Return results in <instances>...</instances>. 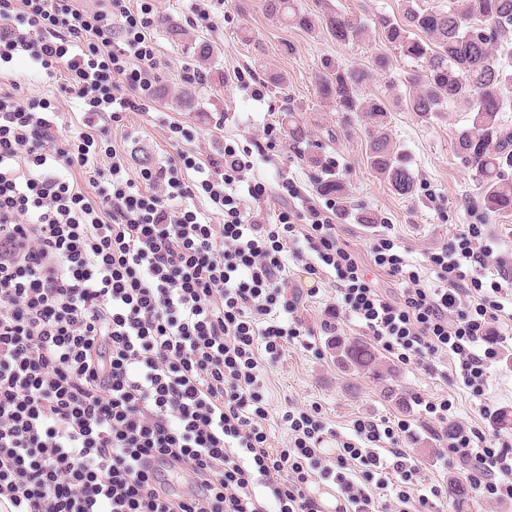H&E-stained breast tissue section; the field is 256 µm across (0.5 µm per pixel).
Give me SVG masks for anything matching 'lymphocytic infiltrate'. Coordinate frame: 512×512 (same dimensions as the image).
I'll return each instance as SVG.
<instances>
[{
  "instance_id": "1",
  "label": "lymphocytic infiltrate",
  "mask_w": 512,
  "mask_h": 512,
  "mask_svg": "<svg viewBox=\"0 0 512 512\" xmlns=\"http://www.w3.org/2000/svg\"><path fill=\"white\" fill-rule=\"evenodd\" d=\"M106 2L0 0V78L24 55L49 76L66 67V92L92 114L146 111L160 18L152 0ZM54 125L50 103L0 90V512H322L319 480L340 512H380L374 492L392 483L391 512L450 496L435 485L413 498L415 460L369 418L327 457L323 418L292 406L288 445L272 447L263 371L302 336L271 317L299 303L282 298L290 256L308 275L334 271L333 317L357 318L403 363L452 361L453 379L481 391L493 326L512 321V277L484 225H460L423 268L377 233L365 263L339 242L335 201L256 177L249 148L226 143L220 164L181 151L133 178L120 157L100 167L101 135ZM67 168L94 176L95 196ZM371 266L404 283L399 300L372 287ZM485 439L474 427L453 446L475 459V489L512 501V444ZM170 472L189 476L186 491Z\"/></svg>"
}]
</instances>
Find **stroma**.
<instances>
[{"instance_id":"stroma-1","label":"stroma","mask_w":512,"mask_h":512,"mask_svg":"<svg viewBox=\"0 0 512 512\" xmlns=\"http://www.w3.org/2000/svg\"><path fill=\"white\" fill-rule=\"evenodd\" d=\"M210 11L205 23H194L192 0H154L163 24L155 33L162 63L150 111L127 112L122 122L110 125L108 146L129 156V174L138 177L141 167L164 165L178 151L194 154L200 161L219 158L225 142L246 146L261 138L267 126H280L284 109L291 108L307 130L303 141L283 139L268 156L258 159L256 176L268 183L288 177L300 182L308 193H315V180L321 169L307 158L336 159L335 173L348 186L342 206L345 215L339 228L340 239L357 253H365L373 231H386L396 237L405 257L413 264H424L429 252L441 247L461 224H483L496 252L512 257V215L488 214L479 201L480 190L473 173L455 154L453 133L467 126V114L456 107L423 118L411 112L406 102L413 92L408 76L414 68L410 59L391 54L386 73L373 76L363 90L364 96L382 98L390 107L391 136L404 150L417 180L412 197L395 194L370 169L366 159V133L361 119L344 124L339 112L318 96L313 75L321 60L339 59L352 67L368 66L381 51L376 31H368L360 41L339 45L324 31L306 33L269 20L261 0H203ZM178 24L182 33L171 37L167 23ZM214 47L204 67L203 83L186 85L183 68L195 66L193 47L200 41ZM290 43L292 54L281 52L282 43ZM249 70L263 77L265 70L285 73L286 87L265 88L263 100H255L250 90L236 85L234 70ZM10 71L24 96L49 98L58 118L59 129L79 125L85 105L63 92L68 72L57 69L54 76L34 69L27 57L14 58ZM192 91L193 108L181 106L184 91ZM176 122L188 128L192 137L171 142L165 136L166 124ZM372 214L375 224L362 223L364 214ZM319 292L302 297L295 314L276 308L280 321L295 319L312 331L311 350L287 345L275 367L264 376V397L269 415L266 428L272 447L288 444V431L281 415L288 405L317 407L338 439L353 437V422L363 417L388 421L397 426L407 421L409 430L401 434L403 448L413 456L421 471V482L414 495L428 493L431 486L448 484L450 477L469 479L472 470L464 465L448 446V424L486 427L480 411L483 407L499 412L512 410V321L498 324L504 347L489 364V377L483 392L446 381L434 373L404 364L382 354L386 366L383 377L353 372L337 365L329 348L330 337L367 338L368 332L357 319L346 317L328 328L327 310L336 299V280L325 273ZM394 396H387V389ZM448 400V424L426 419L420 400Z\"/></svg>"}]
</instances>
